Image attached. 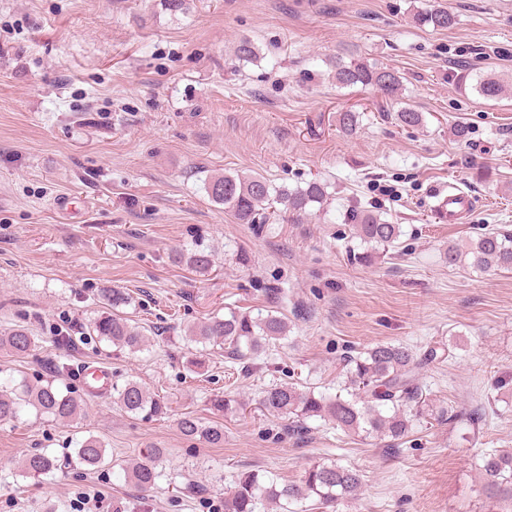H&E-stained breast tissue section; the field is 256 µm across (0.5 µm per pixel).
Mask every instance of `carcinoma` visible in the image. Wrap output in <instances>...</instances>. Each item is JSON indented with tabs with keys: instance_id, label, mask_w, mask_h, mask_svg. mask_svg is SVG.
<instances>
[{
	"instance_id": "cac0c4a2",
	"label": "carcinoma",
	"mask_w": 512,
	"mask_h": 512,
	"mask_svg": "<svg viewBox=\"0 0 512 512\" xmlns=\"http://www.w3.org/2000/svg\"><path fill=\"white\" fill-rule=\"evenodd\" d=\"M415 22L441 31L457 24L454 13L439 4L417 14ZM234 55L240 61H253L257 59L258 50L252 41L243 38L236 44ZM453 78L457 85L470 86L484 99L512 93V83L469 67L460 69ZM333 79L340 87H371L389 100L398 99L403 90L401 76L395 70L355 59L349 62L336 59ZM395 120L403 128H414L423 124L424 116L410 107H402L395 113ZM336 121L343 132L354 134L360 127L361 115L346 110L338 113ZM203 189L213 202L224 205L240 224L266 223L272 217L270 209L275 204L280 206L281 219L294 222L310 214L313 204L322 205L327 200L325 184L317 180L290 190L274 186L261 174L211 176L204 180ZM349 219L357 236L369 244L389 247L402 235L401 225L392 224L370 211L353 212ZM444 259L450 267L470 265L480 269L512 270V235L480 233L465 250L457 244L448 245ZM174 261L201 274L212 268L211 254L196 248L176 252ZM92 329L100 339L129 353L143 350L150 342L141 326L118 313L96 319ZM289 331L288 317L280 311L260 309L254 315L250 311L231 310L222 318L213 316L189 327L186 339L205 346L224 345L232 359L243 361L288 340ZM37 344L38 337L22 325L0 333V347L16 354H25ZM420 365L421 361L411 348L379 343L348 360L346 376L350 385L357 389L355 398L317 394L288 382L269 386L263 391L260 405L269 413L288 418V430L292 432L304 429L311 418L328 419L350 435L364 432L395 446L410 433V403L423 395L418 378ZM112 399L133 416H158L165 409L163 401L133 379L113 387ZM30 411L40 418L70 423L82 415L84 401L70 389H61L51 379L32 384L25 379L0 377V422L18 421ZM180 430L184 436L209 445L224 443V426L216 421L206 423L186 416L180 421ZM71 443L74 448L67 461L76 462L89 471L109 467L143 491L156 488L164 476L165 450L162 448L151 449L136 462H118L109 458L105 442L98 436L76 438ZM61 466L60 460L51 453L26 454L19 459L16 474L38 480L53 475ZM483 472L496 493L512 500L511 451L485 457ZM360 489L357 471L333 461L313 463L297 483L280 484L265 474L246 471L237 475L224 498V512H258L264 507L270 512H290L288 505L307 499L314 500L321 512H335L337 505L357 499Z\"/></svg>"
}]
</instances>
